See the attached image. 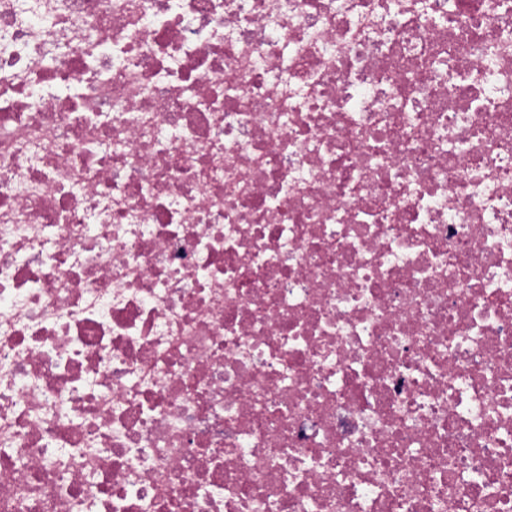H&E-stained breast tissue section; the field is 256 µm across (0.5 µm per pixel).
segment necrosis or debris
I'll list each match as a JSON object with an SVG mask.
<instances>
[{
    "instance_id": "4bbe7bcc",
    "label": "necrosis or debris",
    "mask_w": 512,
    "mask_h": 512,
    "mask_svg": "<svg viewBox=\"0 0 512 512\" xmlns=\"http://www.w3.org/2000/svg\"><path fill=\"white\" fill-rule=\"evenodd\" d=\"M0 512H512V0H0Z\"/></svg>"
}]
</instances>
